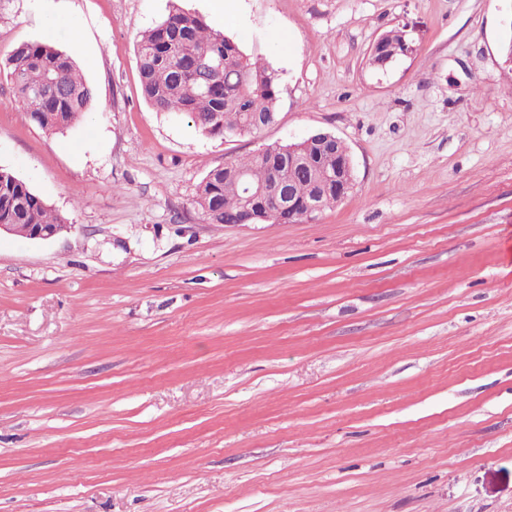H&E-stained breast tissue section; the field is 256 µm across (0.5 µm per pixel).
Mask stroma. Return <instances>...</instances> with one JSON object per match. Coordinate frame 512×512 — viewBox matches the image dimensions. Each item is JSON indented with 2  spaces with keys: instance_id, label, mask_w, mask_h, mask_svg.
<instances>
[{
  "instance_id": "1",
  "label": "stroma",
  "mask_w": 512,
  "mask_h": 512,
  "mask_svg": "<svg viewBox=\"0 0 512 512\" xmlns=\"http://www.w3.org/2000/svg\"><path fill=\"white\" fill-rule=\"evenodd\" d=\"M181 5L278 71L273 125L143 99L169 0H0V166L70 224L0 236V512H512V0ZM37 41L96 93L54 134L4 72ZM319 131L343 201L202 221L211 168Z\"/></svg>"
}]
</instances>
